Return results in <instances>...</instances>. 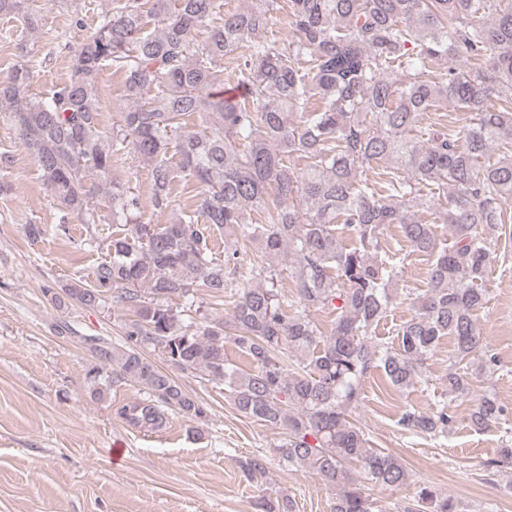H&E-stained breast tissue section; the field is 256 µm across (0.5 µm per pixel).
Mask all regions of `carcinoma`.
I'll return each mask as SVG.
<instances>
[{"mask_svg": "<svg viewBox=\"0 0 512 512\" xmlns=\"http://www.w3.org/2000/svg\"><path fill=\"white\" fill-rule=\"evenodd\" d=\"M148 3L158 18L151 31L142 17ZM279 5L290 26L282 42L269 36ZM0 17L20 21L22 40L41 25L33 0H0ZM450 57L470 70L436 75ZM226 61L242 77L241 99L224 97ZM106 65L124 77L126 100L109 129L97 85ZM37 67L28 54L12 65L0 82V112L62 207L61 228L96 223L97 192L108 198L112 223L125 226L94 281L51 294L60 308L109 303L130 314L119 342L82 337L96 360L90 396L101 399L117 383L139 387L147 399L120 415L151 430L167 410L204 417L195 396L144 354L157 349L177 369L224 386L244 417L282 430L280 462L337 488L332 512H382L364 484L404 487L411 474L351 420L364 379L378 371L395 389H414L450 339L448 397L431 412L408 407L396 421L402 432L436 437L454 425L448 398L471 395L500 364L474 316L488 303L482 284L498 262L495 245L512 236L504 209L512 203V2L249 0L221 15L216 0H118L72 50L69 79L46 97L30 94ZM450 105L471 120L420 121ZM194 115L200 129L189 130ZM125 156L151 167L158 213L173 208L175 178L196 185L172 223L155 227L133 191L107 181ZM422 209L451 238L438 236ZM339 224L354 244L344 243ZM393 224L404 251L383 243ZM216 232L224 234L222 262L213 257ZM248 244L260 261L242 273L240 246ZM413 253L430 261L421 291L399 287ZM285 272L295 281L291 298L281 293ZM199 291L230 299L231 314L186 322L172 302L189 303ZM400 303L412 315L389 345L376 329ZM326 309L336 319L324 336L310 312ZM228 342L246 367L229 362ZM506 416L487 391L473 399L468 420L484 431ZM243 472L265 476V457L246 459ZM403 512L460 509L418 482Z\"/></svg>", "mask_w": 512, "mask_h": 512, "instance_id": "carcinoma-1", "label": "carcinoma"}]
</instances>
